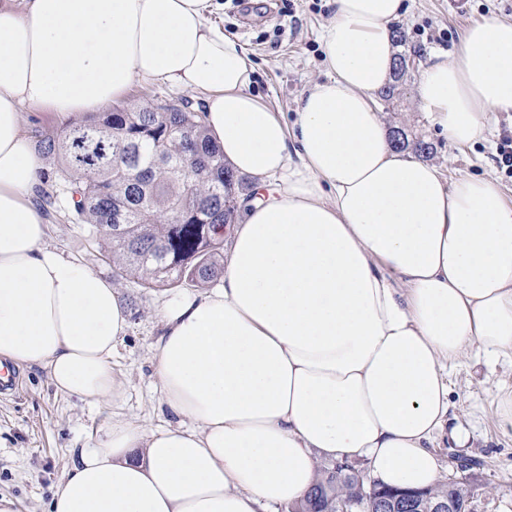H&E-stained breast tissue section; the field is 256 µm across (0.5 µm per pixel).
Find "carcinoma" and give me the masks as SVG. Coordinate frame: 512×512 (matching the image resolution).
<instances>
[{
    "instance_id": "cac0c4a2",
    "label": "carcinoma",
    "mask_w": 512,
    "mask_h": 512,
    "mask_svg": "<svg viewBox=\"0 0 512 512\" xmlns=\"http://www.w3.org/2000/svg\"><path fill=\"white\" fill-rule=\"evenodd\" d=\"M408 66L393 72L379 91L397 100ZM395 147L420 157L431 145L400 129ZM41 153L56 160L54 187L67 193L72 219L88 232L121 278L147 288L203 285L224 269V233L237 220L238 201L252 184L224 161L206 134L204 114L188 103L122 106L120 111L78 116L59 132L37 134ZM300 507V512H341L357 496L356 485L334 468ZM434 498H470L455 481L428 491Z\"/></svg>"
}]
</instances>
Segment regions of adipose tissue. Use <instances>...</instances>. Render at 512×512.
I'll return each mask as SVG.
<instances>
[{
    "mask_svg": "<svg viewBox=\"0 0 512 512\" xmlns=\"http://www.w3.org/2000/svg\"><path fill=\"white\" fill-rule=\"evenodd\" d=\"M324 79L292 119L253 95L222 0H0V362L57 391L119 401L129 314L112 283L45 246L42 170L21 113L102 112L138 84L203 95L225 160L253 180L216 288L165 299L154 345L171 416L123 418L81 449L47 512H267L317 462H361L425 490L450 435L449 373L470 351L512 362V204L485 176L445 178L395 149L374 92L404 0H335ZM415 99L458 148L512 112V21L433 53Z\"/></svg>",
    "mask_w": 512,
    "mask_h": 512,
    "instance_id": "ef3b65f1",
    "label": "adipose tissue"
}]
</instances>
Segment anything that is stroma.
<instances>
[{
  "instance_id": "obj_1",
  "label": "stroma",
  "mask_w": 512,
  "mask_h": 512,
  "mask_svg": "<svg viewBox=\"0 0 512 512\" xmlns=\"http://www.w3.org/2000/svg\"><path fill=\"white\" fill-rule=\"evenodd\" d=\"M334 10V0H227L224 31L253 58L256 71L250 91L273 111L291 115L309 84L322 78L320 32ZM491 14L512 20V0H467L462 7L456 0H408V10L396 27L404 36L403 51L413 55L415 63L400 100L381 105L380 110L391 126L430 143L429 162L447 176H492L512 202V177L496 162L499 135L512 128V112L496 113L486 141L460 150L435 136L414 98L428 54L452 50L466 27ZM45 242L111 281L128 306L130 329L112 358L125 396L117 405L108 399L83 402L56 391L44 370L18 368L16 390L0 393V496L14 499L17 512H44L80 448L112 417L124 416L146 428L170 420L159 409L153 371V346L164 331L158 309L168 291L116 277L85 225L72 223L66 196H59L48 217ZM503 387L512 390V365L500 363L490 369L483 356L467 355L450 375L449 425L462 429L468 442L460 447L441 438L432 448L445 477L453 473L449 455L473 460L465 477L476 512H512V503L505 499L507 489H512V433H503L494 416L496 394Z\"/></svg>"
}]
</instances>
